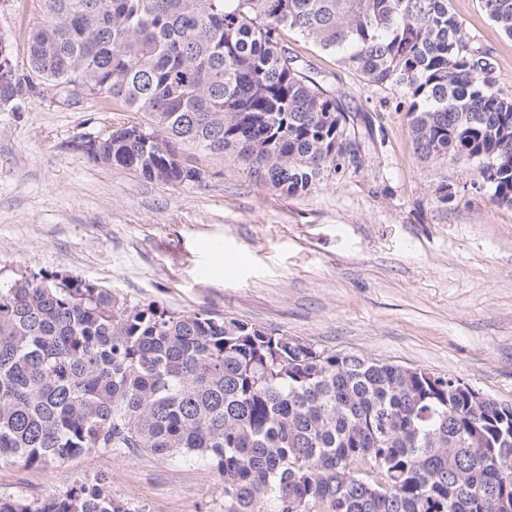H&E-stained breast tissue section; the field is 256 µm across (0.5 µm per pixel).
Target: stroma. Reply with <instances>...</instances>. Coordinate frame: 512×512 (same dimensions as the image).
Returning a JSON list of instances; mask_svg holds the SVG:
<instances>
[{"mask_svg": "<svg viewBox=\"0 0 512 512\" xmlns=\"http://www.w3.org/2000/svg\"><path fill=\"white\" fill-rule=\"evenodd\" d=\"M512 96V37L481 0H448ZM40 0H0V37L25 61ZM282 39L335 90L364 146L358 171L307 193L257 183L229 156L185 150L200 181L169 184L96 163L80 147L147 124L124 103L59 90L0 108V286L67 274L128 303L206 309L320 348L455 377L512 406V206L467 159L419 156L399 87L367 82L340 53ZM447 185L452 202H439ZM110 477L137 512H224L206 463L108 448L45 466L0 463V497L43 500Z\"/></svg>", "mask_w": 512, "mask_h": 512, "instance_id": "obj_1", "label": "stroma"}]
</instances>
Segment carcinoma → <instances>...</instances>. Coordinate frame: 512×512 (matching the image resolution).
I'll use <instances>...</instances> for the list:
<instances>
[{
    "label": "carcinoma",
    "instance_id": "carcinoma-1",
    "mask_svg": "<svg viewBox=\"0 0 512 512\" xmlns=\"http://www.w3.org/2000/svg\"><path fill=\"white\" fill-rule=\"evenodd\" d=\"M42 2L26 65L0 38V107L60 87L151 116L82 143L98 163L197 182L181 158L195 147L292 196L359 170L335 93L281 39L293 30L401 88L417 152L491 171L487 192L512 206V97L448 0ZM482 3L512 36V0ZM449 384L68 275L0 288V462L179 455L216 470L224 512H504L512 407L475 406ZM0 512L141 510L97 475L43 501L1 497Z\"/></svg>",
    "mask_w": 512,
    "mask_h": 512
}]
</instances>
